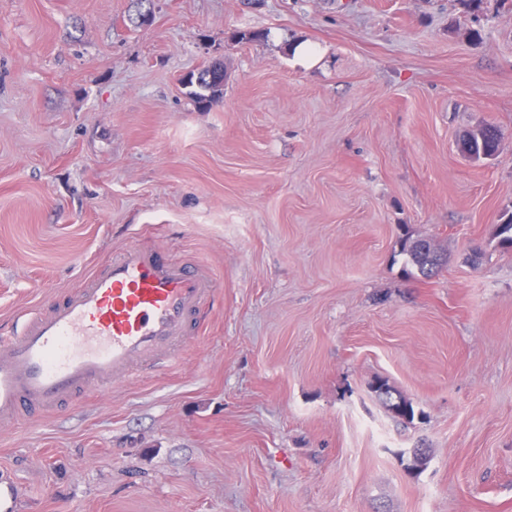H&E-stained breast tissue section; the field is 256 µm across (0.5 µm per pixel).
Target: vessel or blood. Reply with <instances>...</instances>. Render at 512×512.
<instances>
[{
    "label": "vessel or blood",
    "instance_id": "1",
    "mask_svg": "<svg viewBox=\"0 0 512 512\" xmlns=\"http://www.w3.org/2000/svg\"><path fill=\"white\" fill-rule=\"evenodd\" d=\"M215 288L206 264L163 258L142 240L123 247L62 301L0 336V424L168 367Z\"/></svg>",
    "mask_w": 512,
    "mask_h": 512
}]
</instances>
